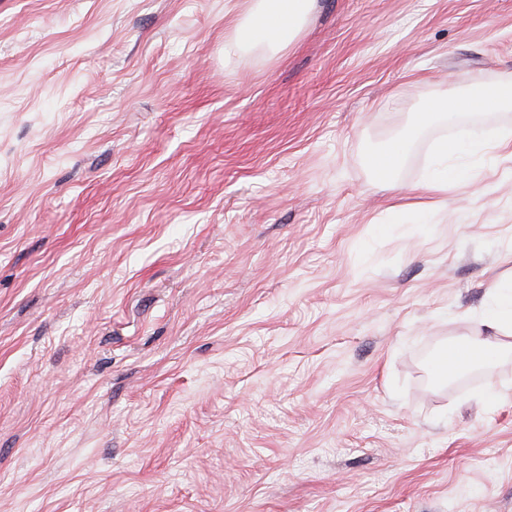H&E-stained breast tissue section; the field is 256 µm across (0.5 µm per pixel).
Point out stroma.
<instances>
[{"instance_id": "obj_1", "label": "stroma", "mask_w": 512, "mask_h": 512, "mask_svg": "<svg viewBox=\"0 0 512 512\" xmlns=\"http://www.w3.org/2000/svg\"><path fill=\"white\" fill-rule=\"evenodd\" d=\"M246 9L0 0V512H512V354L430 375L512 279V153L423 185L512 106L414 125L512 80V0H313L225 57ZM509 145L510 139L507 137L496 136L475 141L465 134L450 142H442L435 149L425 186L438 191L450 182L466 181L471 177L472 159L476 155L507 150ZM408 142L394 139L372 156L371 164L377 178L385 184H390L407 152Z\"/></svg>"}]
</instances>
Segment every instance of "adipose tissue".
Here are the masks:
<instances>
[{"label": "adipose tissue", "instance_id": "obj_1", "mask_svg": "<svg viewBox=\"0 0 512 512\" xmlns=\"http://www.w3.org/2000/svg\"><path fill=\"white\" fill-rule=\"evenodd\" d=\"M310 3L311 0H250L244 19L224 41L225 55L237 54L247 46L273 48L288 44L303 23ZM510 105L512 82L480 87L464 96L443 92L425 103L419 121L426 124L437 118L450 120L460 112L489 111ZM511 146L512 139L506 137L476 141L463 134L440 143L433 155L426 186L437 191L448 183L468 180L476 155L492 154ZM476 319L488 330V337L456 343L443 350L431 367L434 382H447L467 367L489 361L512 345V280L489 294Z\"/></svg>", "mask_w": 512, "mask_h": 512}]
</instances>
